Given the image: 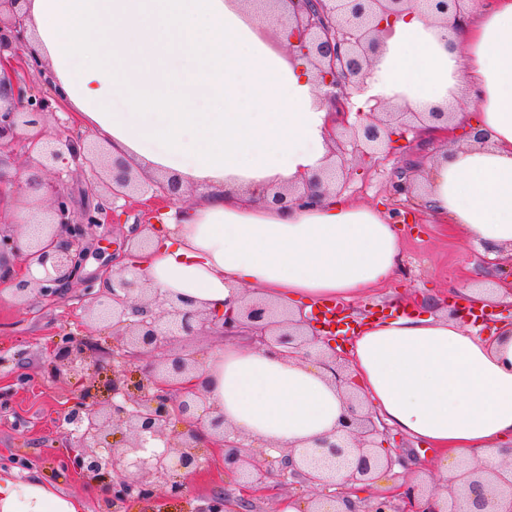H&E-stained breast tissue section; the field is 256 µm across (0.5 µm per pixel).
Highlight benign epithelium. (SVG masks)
<instances>
[{
    "instance_id": "7a95c632",
    "label": "benign epithelium",
    "mask_w": 512,
    "mask_h": 512,
    "mask_svg": "<svg viewBox=\"0 0 512 512\" xmlns=\"http://www.w3.org/2000/svg\"><path fill=\"white\" fill-rule=\"evenodd\" d=\"M26 2L0 0V185L14 183L17 201L39 224V233L26 239L22 238V223L0 225V270L10 259L19 260L13 298L22 305L33 296H53L83 281L90 237L95 227L109 223L111 207L117 202L148 194L150 201L172 207L184 197L177 180H142L126 158H111L103 146L82 137L64 132L49 136L44 131L25 136L24 129L39 126L42 114L51 107L48 98L20 77L27 69H42L35 57L19 52L25 44L22 4ZM274 2L288 6V54L297 53L313 66L323 99L336 114L331 131L336 160L330 173L313 177L304 190L276 191L263 199L266 205L281 209L310 206L319 199L321 187L341 191L350 175L347 141L362 155L372 157L390 142L395 124L415 133L430 130L434 124L448 129L451 113L442 108L395 112L381 102L362 113L358 123L348 121L347 103L352 95L364 93L390 24L410 9L411 0ZM463 2L428 0V7L437 20L452 15L463 21ZM20 141L27 145L31 167L52 177L24 178L10 170L6 149ZM64 165L94 174L107 192L108 203L96 196L95 185L86 194L96 197V202L77 203L63 185ZM33 265L44 269L43 277H24ZM88 294L94 324L112 330V380L105 403L89 387L78 390L65 420L73 426L69 436L78 448L72 465L110 493L112 512H120L131 501H149L160 489L172 498L185 497V479L197 475L214 451L224 460V473L236 477L253 498L285 479L323 490L311 500L308 512H415L419 496L434 494L425 485L407 480L390 495L367 504L358 505L350 498L356 485L373 481L377 470H390L396 464L407 469L412 458L409 451L390 449L378 456L374 447L385 435L383 422L361 408H351L350 415L339 422L336 435L308 448L284 450L265 466L256 464L250 447L224 426V416H212L206 408V395L193 380L203 359L187 350H175L176 343L201 335L213 318L174 301L147 297L142 276L124 268L107 286L96 292L88 288ZM220 321L224 335L246 326L258 344L272 341L290 357L313 356L319 339L317 328L306 319H294L260 302L239 311L226 309ZM147 359L150 363L143 379L130 389L127 372ZM92 363L101 361L93 359L87 338L64 336L56 344L51 373L59 378L74 376ZM329 368L338 386L352 383L345 361L335 352L330 355ZM111 424L128 431L121 447L100 445L102 433ZM500 453L510 460L497 469H487L477 460L459 461L455 484L438 512H512V448ZM195 512H230V504L216 495Z\"/></svg>"
}]
</instances>
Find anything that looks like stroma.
I'll return each mask as SVG.
<instances>
[{"label":"stroma","mask_w":512,"mask_h":512,"mask_svg":"<svg viewBox=\"0 0 512 512\" xmlns=\"http://www.w3.org/2000/svg\"><path fill=\"white\" fill-rule=\"evenodd\" d=\"M439 148L424 133L393 137L386 153L355 164L342 190L349 201L388 213L402 245L399 275L347 302L349 313L358 319L371 321L421 308L435 312L445 309L458 289L502 281L495 264L448 223L431 219L417 196L393 190L401 167L424 169ZM131 227L124 219L96 228L85 275L99 276L113 257L123 255ZM89 301L80 284L56 296L33 298L22 310L0 297V467L78 498L83 512H107L104 495L71 463L73 449L63 419L75 381L49 374L55 343L70 333L83 335ZM220 493L233 500L242 496L239 482L225 476L223 462L214 456L189 479L186 498L160 492L148 502L130 504L129 512H194L205 497Z\"/></svg>","instance_id":"obj_1"}]
</instances>
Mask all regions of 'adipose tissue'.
Masks as SVG:
<instances>
[{
	"instance_id": "1",
	"label": "adipose tissue",
	"mask_w": 512,
	"mask_h": 512,
	"mask_svg": "<svg viewBox=\"0 0 512 512\" xmlns=\"http://www.w3.org/2000/svg\"><path fill=\"white\" fill-rule=\"evenodd\" d=\"M288 18L244 0H30L27 45L66 104L111 154L194 188L162 213L147 250L124 258L160 298L218 314L251 296L351 299L394 276L400 240L386 215L327 191L313 206L263 205L270 186L305 184L328 162V112L304 60L267 33ZM379 97L406 112L455 107L429 165V213L491 257H512V0H469L464 23L413 6L375 58ZM466 99L474 111L461 110ZM354 390L391 428L437 449L416 481L450 485L457 462L498 465L512 446V323L479 335L461 315L410 313L367 325L348 362ZM207 405L251 444L279 456L331 434L350 406L316 360L279 345L210 350L197 374ZM77 499L0 468V512H79Z\"/></svg>"
}]
</instances>
